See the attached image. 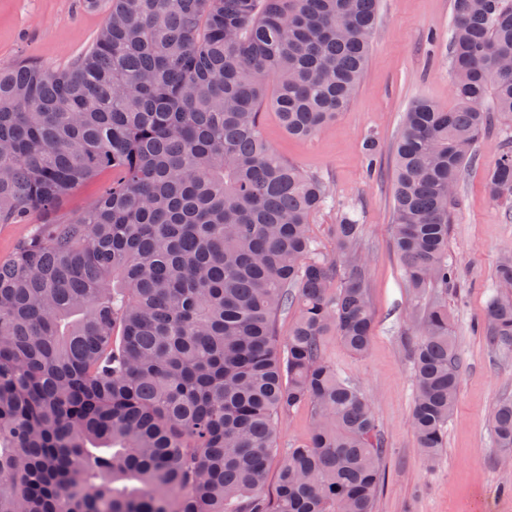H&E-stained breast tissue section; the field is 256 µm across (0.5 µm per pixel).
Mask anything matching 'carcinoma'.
I'll return each mask as SVG.
<instances>
[{
    "label": "carcinoma",
    "instance_id": "carcinoma-1",
    "mask_svg": "<svg viewBox=\"0 0 512 512\" xmlns=\"http://www.w3.org/2000/svg\"><path fill=\"white\" fill-rule=\"evenodd\" d=\"M70 66L0 68V224L44 222L0 259V512H373L382 442L366 397L326 360L374 333L361 227L310 221L323 184L278 157L263 104L308 138L345 111L379 0H111ZM457 107L418 99L395 145L392 240L417 310L403 349L421 455L459 396L448 306L452 198L479 138L512 122V0H454ZM88 207L62 213L99 175ZM512 200V150L486 171ZM340 287H334L335 282ZM294 305L284 342L276 314ZM482 331L512 350V253ZM307 441L264 492L278 417ZM512 448V399L490 415Z\"/></svg>",
    "mask_w": 512,
    "mask_h": 512
}]
</instances>
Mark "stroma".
<instances>
[{
  "label": "stroma",
  "instance_id": "obj_1",
  "mask_svg": "<svg viewBox=\"0 0 512 512\" xmlns=\"http://www.w3.org/2000/svg\"><path fill=\"white\" fill-rule=\"evenodd\" d=\"M110 0H0V68L29 61L54 69L81 56L104 25ZM453 0H380L373 46L360 86L347 110L316 135L292 138L277 114L264 109L262 133L270 148L305 174L319 177L328 200L311 222L319 252L334 256L330 231L343 214L362 226L374 313L368 351L352 354L325 337L323 353L370 402L383 443L385 481L374 512H512V464H503L489 428L495 405L512 399V352L494 349L479 326L492 294L501 255L512 250V201L492 200L484 172L506 147L512 123L496 126L476 146L477 164L458 186L451 209L448 261L453 277L443 298L453 318L460 355V391L437 461L424 460L412 426L413 373L402 347L405 314L414 308L401 282L392 247L394 146L404 114L420 98L454 108L448 59ZM377 159L367 173L366 146ZM312 408L277 421L265 492L274 495L290 445L305 441Z\"/></svg>",
  "mask_w": 512,
  "mask_h": 512
}]
</instances>
